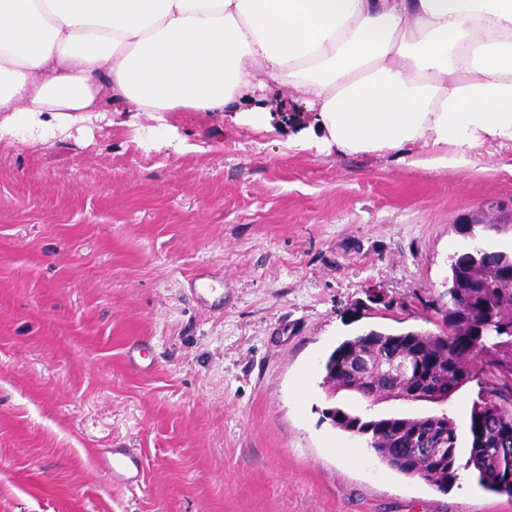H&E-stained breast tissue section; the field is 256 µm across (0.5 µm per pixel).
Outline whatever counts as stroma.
I'll return each mask as SVG.
<instances>
[{"label": "stroma", "instance_id": "obj_1", "mask_svg": "<svg viewBox=\"0 0 512 512\" xmlns=\"http://www.w3.org/2000/svg\"><path fill=\"white\" fill-rule=\"evenodd\" d=\"M296 96L264 91L270 132L115 112L0 138V512H512L467 471L443 493L390 469L320 385L362 329L438 332L461 224L512 249V145L438 171L299 151ZM477 391L372 412L463 435ZM112 448L140 485L97 468Z\"/></svg>", "mask_w": 512, "mask_h": 512}]
</instances>
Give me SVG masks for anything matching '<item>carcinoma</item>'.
Instances as JSON below:
<instances>
[{"label":"carcinoma","instance_id":"carcinoma-1","mask_svg":"<svg viewBox=\"0 0 512 512\" xmlns=\"http://www.w3.org/2000/svg\"><path fill=\"white\" fill-rule=\"evenodd\" d=\"M471 253L473 261L457 257L450 261L448 302L440 309V332L370 329L336 346L324 363L322 385L329 398L347 391L365 407L355 413L334 406L325 414L333 426L361 436L382 463L401 474L417 476L445 491L459 470H470L485 490L512 496V487L506 486L512 482V282L500 277L504 268L512 267V252L477 243ZM389 351L410 362L413 375L409 381L377 372ZM363 352L371 358L368 383L329 382L333 365ZM476 355L480 357L476 372L485 376L486 387L479 390L471 407L466 459L460 457L457 425L444 413L370 414L376 401L392 400L405 390L415 392L413 403L448 402L469 384L470 370L465 364ZM416 433L428 434L426 451L405 452L401 462H393L389 449Z\"/></svg>","mask_w":512,"mask_h":512}]
</instances>
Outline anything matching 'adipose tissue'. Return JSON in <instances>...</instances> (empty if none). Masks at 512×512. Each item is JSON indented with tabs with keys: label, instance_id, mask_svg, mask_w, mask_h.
<instances>
[{
	"label": "adipose tissue",
	"instance_id": "ef3b65f1",
	"mask_svg": "<svg viewBox=\"0 0 512 512\" xmlns=\"http://www.w3.org/2000/svg\"><path fill=\"white\" fill-rule=\"evenodd\" d=\"M271 83L316 114L289 145L467 166L512 144V0H0V136L112 104L267 129Z\"/></svg>",
	"mask_w": 512,
	"mask_h": 512
}]
</instances>
